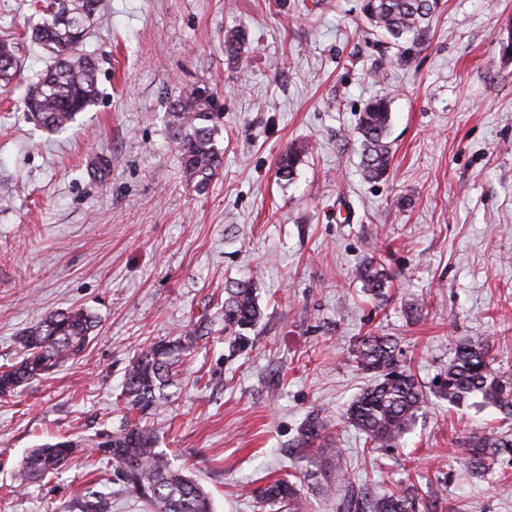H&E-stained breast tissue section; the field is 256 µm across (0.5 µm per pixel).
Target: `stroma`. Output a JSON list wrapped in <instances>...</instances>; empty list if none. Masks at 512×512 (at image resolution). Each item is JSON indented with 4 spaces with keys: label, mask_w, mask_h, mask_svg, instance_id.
Returning <instances> with one entry per match:
<instances>
[{
    "label": "stroma",
    "mask_w": 512,
    "mask_h": 512,
    "mask_svg": "<svg viewBox=\"0 0 512 512\" xmlns=\"http://www.w3.org/2000/svg\"><path fill=\"white\" fill-rule=\"evenodd\" d=\"M102 0L84 49L99 95L62 132L36 126L23 98L48 64L27 38L37 0H0V39L20 71L0 91V366L50 311L84 307L98 325L54 373L0 397V512H72L85 491L109 512H152L129 494L102 444L119 432L120 393L142 348L200 327L181 384L147 421L159 448L211 492L215 512H261L253 489L292 473L311 512L344 468L369 493L416 486L435 512H512V461L470 475L458 443L512 428L494 407L437 397L462 338L512 365V0H440L406 63L361 0ZM249 34L238 53L225 36ZM205 86L223 106L224 168L188 185L169 105ZM391 99L392 166L366 181L356 125ZM312 150L292 181V143ZM395 273L384 302L354 276L370 251ZM252 278L262 318L246 348L224 338V287ZM390 336L429 406L401 446L368 452L342 420L371 377L357 337ZM324 447L295 440L311 418ZM66 437L87 453L12 489L29 448ZM308 150L306 144H292L279 156L276 163V175L279 180L291 181L294 178L297 166Z\"/></svg>",
    "instance_id": "35a3bbf8"
}]
</instances>
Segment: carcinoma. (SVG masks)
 Listing matches in <instances>:
<instances>
[{"instance_id": "carcinoma-1", "label": "carcinoma", "mask_w": 512, "mask_h": 512, "mask_svg": "<svg viewBox=\"0 0 512 512\" xmlns=\"http://www.w3.org/2000/svg\"><path fill=\"white\" fill-rule=\"evenodd\" d=\"M40 19L30 27V38L54 59V65L29 84L25 107L36 124L57 132L69 127L91 105L98 93L97 67L82 52L90 21L101 0H40ZM439 0H362L369 23L397 48L400 61L412 58L424 44ZM15 46L0 39V89L17 76ZM171 131L181 165L189 181L202 190L221 169L224 151L219 147L220 113L214 96L204 88L180 94L170 105ZM391 98L368 101L359 112L357 133L361 142V168L369 181L390 171L393 154L388 141ZM308 153L305 144L290 145L278 158L276 175L294 178ZM372 296L384 299L393 275L379 258L370 256L354 272ZM224 334L231 347L247 341L245 332L261 317L255 283L238 281L224 289ZM96 316L81 307L51 311L19 338L21 359L0 369V396H8L81 353L96 327ZM193 336L186 334L142 349L130 362L121 392L125 425L103 443L112 467L128 491L153 512H215L209 490L184 475L168 456L157 450L158 431L144 423L145 415L167 399L166 390L180 383L178 366L190 351ZM358 369L374 377L346 408L345 422L362 433L371 450L396 448L415 420L428 408V398L414 375L399 364L397 345L388 336H363L352 348ZM437 393L450 403L479 397L484 403L512 417V368L496 364L490 346L482 340L464 339L456 344L448 370ZM322 425L310 421L300 429L297 444L314 446ZM87 443L59 440L31 449L15 471V488L26 489L59 470ZM459 454L471 473L490 474L499 461L512 458V434L494 428L472 432L461 441ZM325 506L333 512H420L418 495L408 490L366 495L351 485L343 468L336 467V481L321 487ZM259 503L277 512H308L307 496L297 483L277 478L254 491ZM109 499L101 492L84 495L80 512H108Z\"/></svg>"}]
</instances>
